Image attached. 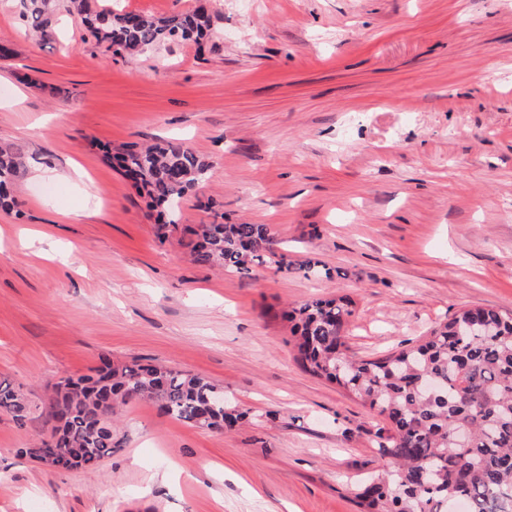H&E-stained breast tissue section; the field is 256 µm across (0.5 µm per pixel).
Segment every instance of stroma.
<instances>
[{
	"instance_id": "35a3bbf8",
	"label": "stroma",
	"mask_w": 512,
	"mask_h": 512,
	"mask_svg": "<svg viewBox=\"0 0 512 512\" xmlns=\"http://www.w3.org/2000/svg\"><path fill=\"white\" fill-rule=\"evenodd\" d=\"M203 1L207 43L121 57L79 14L41 38L0 0V148L22 162L21 212L0 210V380L32 406L23 429L0 414V512H358L387 424L302 368L280 309L350 296L360 357L467 305L512 314V0L117 4ZM160 139L211 164L163 239L101 152ZM217 212L335 277L194 264L185 230ZM104 356L205 376L248 421L218 432L131 401L96 467L18 456L54 384Z\"/></svg>"
}]
</instances>
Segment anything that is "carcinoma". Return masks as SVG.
Instances as JSON below:
<instances>
[{"label":"carcinoma","instance_id":"1","mask_svg":"<svg viewBox=\"0 0 512 512\" xmlns=\"http://www.w3.org/2000/svg\"><path fill=\"white\" fill-rule=\"evenodd\" d=\"M64 6L116 55L146 53L174 41L197 45L211 36L206 6L167 17L143 16L118 7L94 10L89 0H27L29 27L45 37ZM112 164L150 199L163 236L173 200L196 193L209 164L183 143H137L110 156ZM18 163L0 149V208L18 206L11 193ZM191 260L246 274L254 265L289 269L288 255L269 224L213 221L186 228ZM345 298L308 299L282 313L292 323L294 347L311 375L339 386L384 417L388 435L379 443L378 480L356 495L360 512H512V316L478 305L464 308L432 329L421 343L362 359L342 352V331L352 315ZM221 388L182 370L107 358L93 376H69L54 386L48 415L55 426L39 452L60 471L100 463L112 455L116 403L144 400L177 420L222 431L247 419L224 402L211 404ZM31 404L0 382V413L26 427Z\"/></svg>","mask_w":512,"mask_h":512}]
</instances>
